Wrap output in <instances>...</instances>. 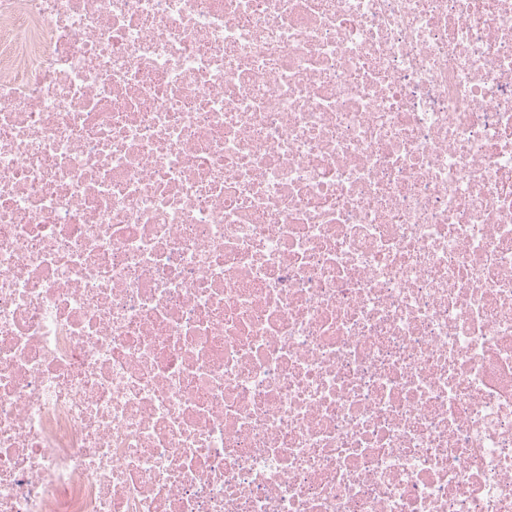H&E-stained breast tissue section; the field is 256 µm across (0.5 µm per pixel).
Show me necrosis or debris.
Returning <instances> with one entry per match:
<instances>
[{"instance_id":"1","label":"necrosis or debris","mask_w":512,"mask_h":512,"mask_svg":"<svg viewBox=\"0 0 512 512\" xmlns=\"http://www.w3.org/2000/svg\"><path fill=\"white\" fill-rule=\"evenodd\" d=\"M0 512H512V0H0Z\"/></svg>"}]
</instances>
